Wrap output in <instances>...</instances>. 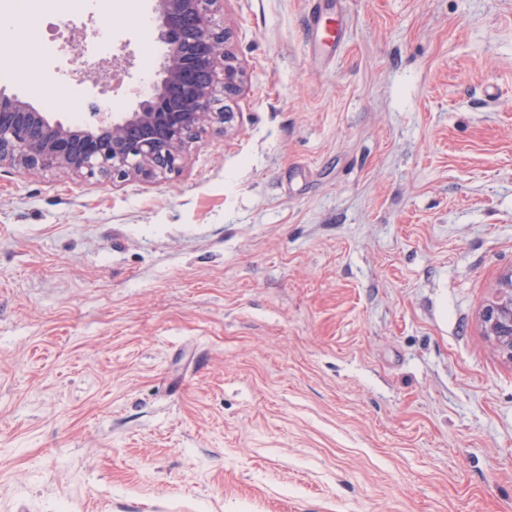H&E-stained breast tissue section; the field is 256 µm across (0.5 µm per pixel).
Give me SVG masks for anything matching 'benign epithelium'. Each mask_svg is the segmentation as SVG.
Masks as SVG:
<instances>
[{
	"mask_svg": "<svg viewBox=\"0 0 512 512\" xmlns=\"http://www.w3.org/2000/svg\"><path fill=\"white\" fill-rule=\"evenodd\" d=\"M224 0H154L163 64L129 112H102L93 121L52 119L0 88V167L20 173L45 168L112 183L150 182L180 172L206 128L235 118L222 104L241 90L244 72L214 20ZM486 335L512 362V274L483 312Z\"/></svg>",
	"mask_w": 512,
	"mask_h": 512,
	"instance_id": "1",
	"label": "benign epithelium"
}]
</instances>
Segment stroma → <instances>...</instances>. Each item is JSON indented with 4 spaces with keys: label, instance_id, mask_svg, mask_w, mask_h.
Listing matches in <instances>:
<instances>
[{
    "label": "stroma",
    "instance_id": "35a3bbf8",
    "mask_svg": "<svg viewBox=\"0 0 512 512\" xmlns=\"http://www.w3.org/2000/svg\"><path fill=\"white\" fill-rule=\"evenodd\" d=\"M319 12L326 36L309 28ZM126 68L41 53L55 119ZM92 0L35 20L91 36ZM233 128L112 186L0 168V512H512V0H224ZM486 335L512 363V271L503 283L499 297L483 312Z\"/></svg>",
    "mask_w": 512,
    "mask_h": 512
}]
</instances>
